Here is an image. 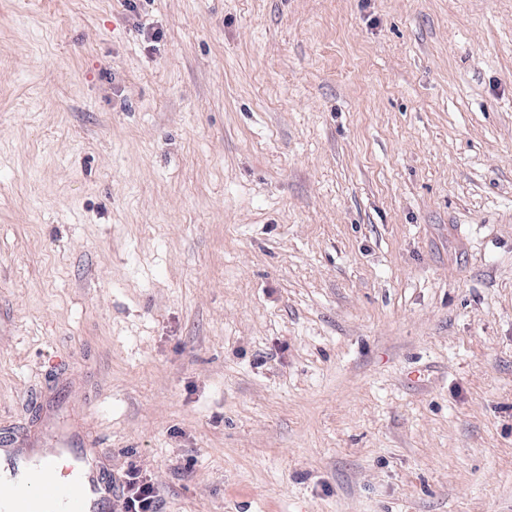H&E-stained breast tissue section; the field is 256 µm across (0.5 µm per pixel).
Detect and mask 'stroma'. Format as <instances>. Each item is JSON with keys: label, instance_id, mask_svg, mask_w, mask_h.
Masks as SVG:
<instances>
[{"label": "stroma", "instance_id": "35a3bbf8", "mask_svg": "<svg viewBox=\"0 0 512 512\" xmlns=\"http://www.w3.org/2000/svg\"><path fill=\"white\" fill-rule=\"evenodd\" d=\"M163 512H512V0H0V448Z\"/></svg>", "mask_w": 512, "mask_h": 512}]
</instances>
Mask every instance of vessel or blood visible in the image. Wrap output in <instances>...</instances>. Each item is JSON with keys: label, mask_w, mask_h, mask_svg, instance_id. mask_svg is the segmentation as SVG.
I'll return each instance as SVG.
<instances>
[{"label": "vessel or blood", "mask_w": 512, "mask_h": 512, "mask_svg": "<svg viewBox=\"0 0 512 512\" xmlns=\"http://www.w3.org/2000/svg\"><path fill=\"white\" fill-rule=\"evenodd\" d=\"M78 440L68 431L34 458L0 453V512H114L111 480L94 458L75 454ZM35 482L50 495L32 491Z\"/></svg>", "instance_id": "1"}]
</instances>
